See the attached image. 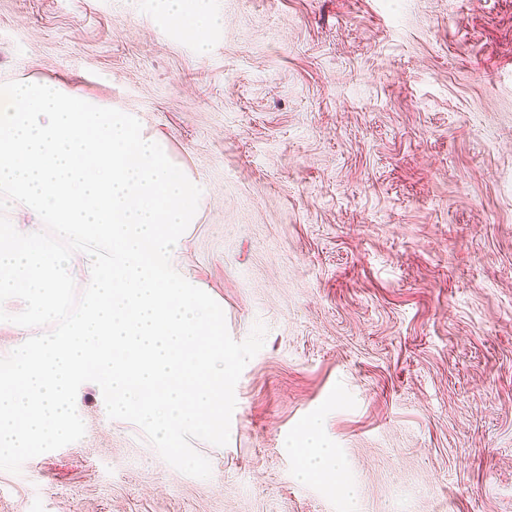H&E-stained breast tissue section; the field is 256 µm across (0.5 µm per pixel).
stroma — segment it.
I'll return each mask as SVG.
<instances>
[{"label": "stroma", "instance_id": "stroma-1", "mask_svg": "<svg viewBox=\"0 0 512 512\" xmlns=\"http://www.w3.org/2000/svg\"><path fill=\"white\" fill-rule=\"evenodd\" d=\"M216 5L202 55L156 0H0V78L134 111L208 191L180 261L266 328L209 478L88 383L0 512H512V0ZM302 446L294 441L288 452H299L298 476L308 479L312 475H323L336 469V450L321 440L317 423L307 425L301 432ZM301 447V448H296Z\"/></svg>", "mask_w": 512, "mask_h": 512}]
</instances>
